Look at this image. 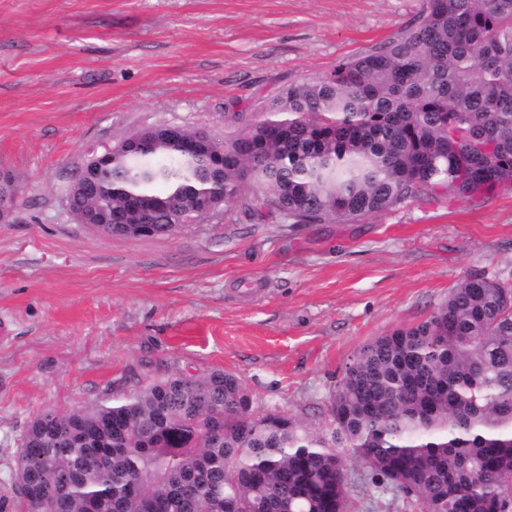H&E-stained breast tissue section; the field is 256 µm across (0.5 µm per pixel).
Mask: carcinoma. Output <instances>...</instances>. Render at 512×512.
Listing matches in <instances>:
<instances>
[{"mask_svg":"<svg viewBox=\"0 0 512 512\" xmlns=\"http://www.w3.org/2000/svg\"><path fill=\"white\" fill-rule=\"evenodd\" d=\"M81 167L73 209L110 236L133 199L145 237L238 198L253 216L341 224L423 195L512 192V0H425L418 20L330 75L284 88L236 136L197 151L151 127ZM251 181L252 196L241 198ZM326 435L256 416L216 369L122 400L49 410L24 430L23 512H348L337 449L417 512H512V282L468 277L424 321L357 350Z\"/></svg>","mask_w":512,"mask_h":512,"instance_id":"carcinoma-1","label":"carcinoma"}]
</instances>
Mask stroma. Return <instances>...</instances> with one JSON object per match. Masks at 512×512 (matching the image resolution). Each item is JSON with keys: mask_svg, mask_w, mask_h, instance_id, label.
<instances>
[{"mask_svg": "<svg viewBox=\"0 0 512 512\" xmlns=\"http://www.w3.org/2000/svg\"><path fill=\"white\" fill-rule=\"evenodd\" d=\"M424 0H0V484L27 424L174 370L237 376L256 415L329 429L346 363L425 320L470 275L512 278V194L418 200L349 224L260 221L232 202L155 238L75 221L90 151L163 124L238 133L281 90L329 75ZM350 512H411L344 456ZM9 190L11 196L4 195L3 193ZM17 192L15 189L14 182L9 171L0 169V223L9 224L14 220L19 206L17 205L16 199Z\"/></svg>", "mask_w": 512, "mask_h": 512, "instance_id": "obj_1", "label": "stroma"}]
</instances>
